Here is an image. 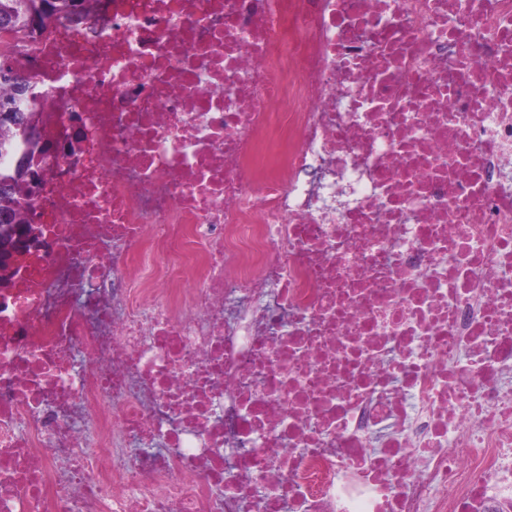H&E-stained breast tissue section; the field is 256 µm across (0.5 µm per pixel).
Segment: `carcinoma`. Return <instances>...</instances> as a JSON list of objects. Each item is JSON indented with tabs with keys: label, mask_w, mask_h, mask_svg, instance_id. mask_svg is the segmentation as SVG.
Segmentation results:
<instances>
[{
	"label": "carcinoma",
	"mask_w": 512,
	"mask_h": 512,
	"mask_svg": "<svg viewBox=\"0 0 512 512\" xmlns=\"http://www.w3.org/2000/svg\"><path fill=\"white\" fill-rule=\"evenodd\" d=\"M84 0H0V31L23 37L40 35L51 22L81 9ZM13 60L0 54V240L10 239L25 224L23 198L30 184L18 164L33 167L44 147L33 136L28 118L35 115L37 91L30 77L15 71Z\"/></svg>",
	"instance_id": "obj_1"
}]
</instances>
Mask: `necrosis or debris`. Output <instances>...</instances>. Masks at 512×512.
Listing matches in <instances>:
<instances>
[{
  "instance_id": "obj_1",
  "label": "necrosis or debris",
  "mask_w": 512,
  "mask_h": 512,
  "mask_svg": "<svg viewBox=\"0 0 512 512\" xmlns=\"http://www.w3.org/2000/svg\"><path fill=\"white\" fill-rule=\"evenodd\" d=\"M0 289V512H512V0H86Z\"/></svg>"
}]
</instances>
